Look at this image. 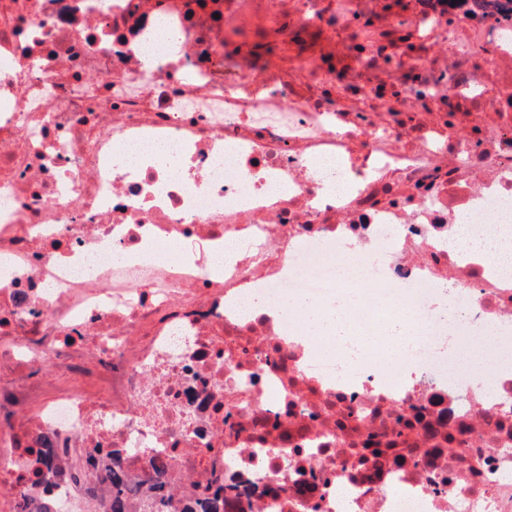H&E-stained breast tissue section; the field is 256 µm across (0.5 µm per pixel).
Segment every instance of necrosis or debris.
Returning a JSON list of instances; mask_svg holds the SVG:
<instances>
[{"instance_id": "4bbe7bcc", "label": "necrosis or debris", "mask_w": 512, "mask_h": 512, "mask_svg": "<svg viewBox=\"0 0 512 512\" xmlns=\"http://www.w3.org/2000/svg\"><path fill=\"white\" fill-rule=\"evenodd\" d=\"M295 0L300 32H345V59L283 83L230 70L224 0H0V365L51 363L80 392L0 384L12 417L0 484H28L52 440L51 512H102L105 450L133 474L167 458L173 512L223 490L226 512H512V263L442 243L512 238V0ZM175 54L144 68L158 25ZM174 144V180L118 153ZM336 184L317 196L320 177ZM237 239L247 257L116 260L145 226ZM256 286L267 308L229 312ZM364 295L412 313L415 348L299 341L292 300Z\"/></svg>"}]
</instances>
